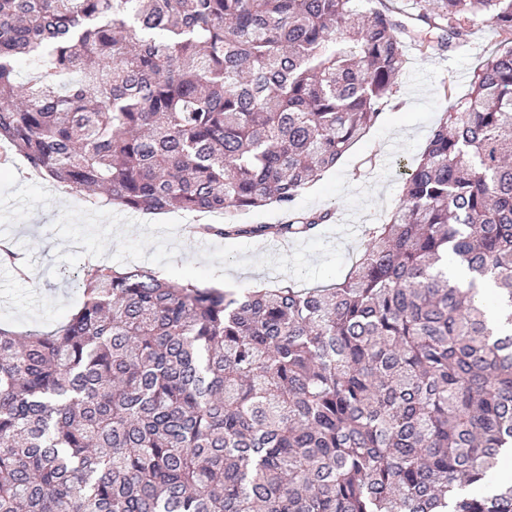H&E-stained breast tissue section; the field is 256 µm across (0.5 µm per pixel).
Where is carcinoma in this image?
<instances>
[{"mask_svg": "<svg viewBox=\"0 0 512 512\" xmlns=\"http://www.w3.org/2000/svg\"><path fill=\"white\" fill-rule=\"evenodd\" d=\"M366 2L0 0V140L92 207L288 213L221 238L331 218L299 192L377 122L405 37L505 35L333 287L95 266L56 329L0 326V512H512V0H415L410 28Z\"/></svg>", "mask_w": 512, "mask_h": 512, "instance_id": "carcinoma-1", "label": "carcinoma"}]
</instances>
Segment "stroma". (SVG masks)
Instances as JSON below:
<instances>
[{"label":"stroma","mask_w":512,"mask_h":512,"mask_svg":"<svg viewBox=\"0 0 512 512\" xmlns=\"http://www.w3.org/2000/svg\"><path fill=\"white\" fill-rule=\"evenodd\" d=\"M467 26L468 43L453 51L431 55L407 47L390 107L336 168L297 199L303 211L334 208L337 221L285 247L268 239L185 236L195 220L186 212L143 214L114 205L87 211L79 196L28 179L26 162L11 155L7 174H0V240L13 244L30 274L21 279L0 264V322L20 330L54 329L81 305L82 269L93 261L114 268L137 264L173 280L234 290L340 281L365 248V227L397 207L403 167L417 160L443 112L467 93L480 63L499 47L485 17H471Z\"/></svg>","instance_id":"stroma-1"}]
</instances>
